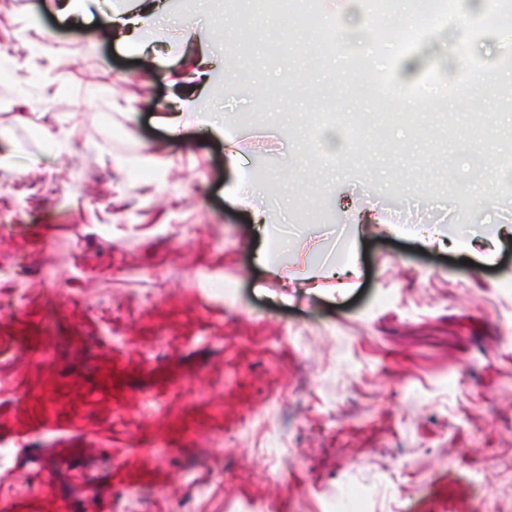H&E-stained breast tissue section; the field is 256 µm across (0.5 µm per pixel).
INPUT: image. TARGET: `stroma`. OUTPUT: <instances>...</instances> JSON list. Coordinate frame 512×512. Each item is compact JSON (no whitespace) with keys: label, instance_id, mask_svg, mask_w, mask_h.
Wrapping results in <instances>:
<instances>
[{"label":"stroma","instance_id":"35a3bbf8","mask_svg":"<svg viewBox=\"0 0 512 512\" xmlns=\"http://www.w3.org/2000/svg\"><path fill=\"white\" fill-rule=\"evenodd\" d=\"M0 0V504L7 512H512V240L494 263L392 224L455 228L449 182L497 197L512 106L407 112L224 0H181L153 39L103 38L142 0ZM49 56L23 47L29 20ZM192 103L179 138L160 118ZM372 113L359 146L315 116ZM208 113L237 136L198 123ZM149 169L134 178L130 161ZM250 173L277 237L346 288L255 261ZM370 200L381 223L342 212ZM48 358H41L43 349ZM119 450L116 462L108 454Z\"/></svg>","mask_w":512,"mask_h":512}]
</instances>
